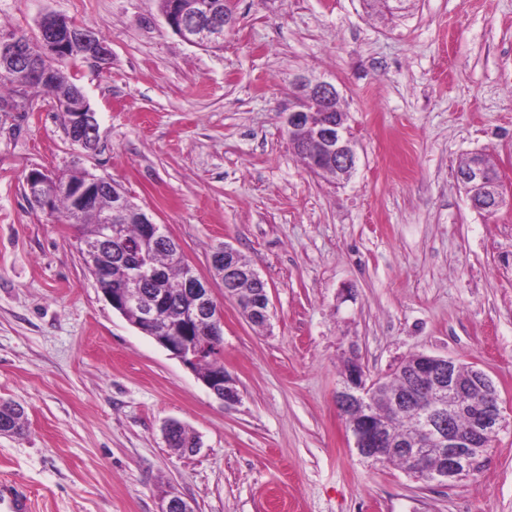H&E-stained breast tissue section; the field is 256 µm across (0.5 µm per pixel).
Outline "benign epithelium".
I'll return each instance as SVG.
<instances>
[{
	"mask_svg": "<svg viewBox=\"0 0 512 512\" xmlns=\"http://www.w3.org/2000/svg\"><path fill=\"white\" fill-rule=\"evenodd\" d=\"M236 0H225L218 12L208 11L197 16L190 26L177 27V36L194 45L214 43L224 38L228 20L235 13ZM40 39L37 45L20 37L0 39V62L6 67L22 70L35 79L47 81L53 71L46 65L52 55L79 47L85 58L96 62L109 58L108 46L89 29L63 16L44 14L40 19ZM82 106L70 113L69 139L77 147L76 158L87 157L97 149L99 122L90 107L83 88H78ZM340 98L332 82L298 73L291 82L288 103L281 109L284 114L288 138L298 131L313 130L314 159L308 168L320 170L316 157L324 156L336 171V183L341 184L355 173L358 156L354 128L349 124V113L334 110L329 104ZM464 179L476 191L487 183L486 171L474 163L465 172ZM27 183L36 191L40 205L50 208L59 191L56 176L43 171H32ZM107 176L85 171L84 180L68 184L66 189L79 202L93 198L94 193L107 188ZM191 305L175 319L165 318L157 308L139 311L134 327L168 350L192 371L207 355L223 348L224 318L215 305L210 283L195 274L188 277ZM135 284L128 282L103 292L104 297L122 316L134 307L131 294ZM351 374L347 384L336 391V404L343 409L345 418H358L352 426L353 447L357 455L372 463L383 464L395 455L408 459L416 478L428 482L446 483L479 470L489 443L507 427L500 400L493 395V382L482 370L475 368L463 373L459 364L448 357L424 354L416 361L410 375L411 387L391 394L395 407L415 405L417 424L414 435L403 437L395 433L386 422L373 414L377 393L375 382L367 381L366 374L353 355L348 359ZM206 388L216 399L231 404L239 400L235 381L220 371L199 375ZM480 381L488 393L484 401L471 400L465 406L473 419L464 431L453 425L460 403L466 398L470 383Z\"/></svg>",
	"mask_w": 512,
	"mask_h": 512,
	"instance_id": "7a95c632",
	"label": "benign epithelium"
}]
</instances>
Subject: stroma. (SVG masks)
Here are the masks:
<instances>
[{
  "label": "stroma",
  "mask_w": 512,
  "mask_h": 512,
  "mask_svg": "<svg viewBox=\"0 0 512 512\" xmlns=\"http://www.w3.org/2000/svg\"><path fill=\"white\" fill-rule=\"evenodd\" d=\"M94 31L111 56L73 69L100 124L86 169L112 178L209 280L239 400L113 311L78 232L34 206L29 172L70 168L51 99L0 112V477L34 512H512V429L479 472L423 482L357 456L336 408L349 348L370 378L414 353L493 380L512 418V208L473 211L455 179L489 153L512 185V0H237L215 47L182 41L157 0H0V35L42 14ZM336 84L359 163L342 186L293 154L280 114L298 72ZM229 244L266 281L268 328L225 299L210 255ZM176 420L199 446L181 453ZM24 415L25 411L21 405L0 401V431H7L9 434H22Z\"/></svg>",
  "instance_id": "1"
}]
</instances>
